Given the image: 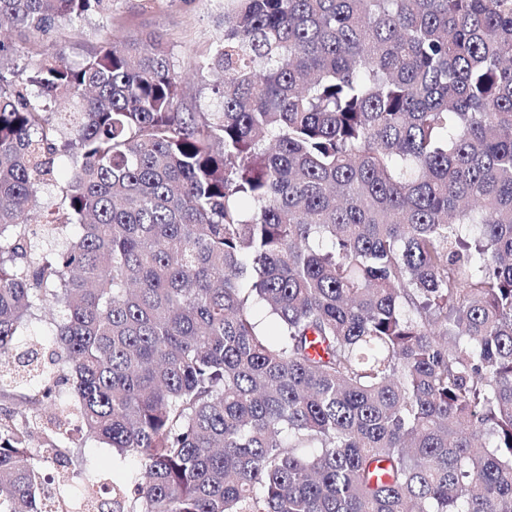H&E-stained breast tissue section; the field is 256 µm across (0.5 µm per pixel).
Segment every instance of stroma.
I'll use <instances>...</instances> for the list:
<instances>
[{
    "instance_id": "35a3bbf8",
    "label": "stroma",
    "mask_w": 512,
    "mask_h": 512,
    "mask_svg": "<svg viewBox=\"0 0 512 512\" xmlns=\"http://www.w3.org/2000/svg\"><path fill=\"white\" fill-rule=\"evenodd\" d=\"M102 32L120 40L160 41L173 58L187 104L200 112L211 110L209 76L198 64L224 34L217 0H114L111 17L62 26L48 41L77 61Z\"/></svg>"
}]
</instances>
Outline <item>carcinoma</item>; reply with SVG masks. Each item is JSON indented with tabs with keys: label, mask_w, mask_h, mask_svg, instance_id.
Returning <instances> with one entry per match:
<instances>
[{
	"label": "carcinoma",
	"mask_w": 512,
	"mask_h": 512,
	"mask_svg": "<svg viewBox=\"0 0 512 512\" xmlns=\"http://www.w3.org/2000/svg\"><path fill=\"white\" fill-rule=\"evenodd\" d=\"M200 69L0 40V512H512V0H224ZM5 43L12 45L13 52L12 57L14 61L21 67L36 59L37 52L41 49L42 43L31 37H25L17 32L7 34L4 39ZM74 452V461L76 457H85L96 465L104 478L114 482L130 481L138 470V465L132 460L113 465L112 449L100 445L87 444L86 448H74Z\"/></svg>",
	"instance_id": "obj_1"
}]
</instances>
